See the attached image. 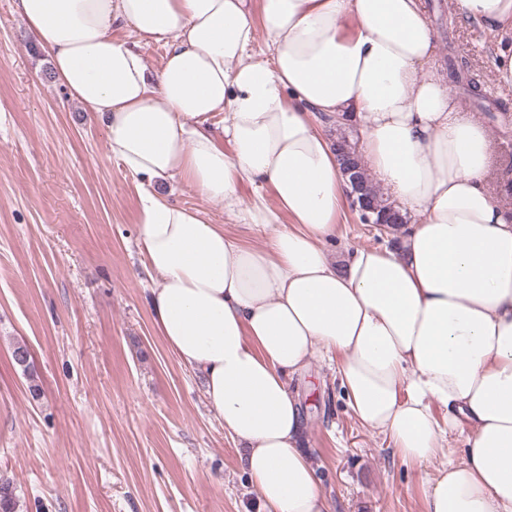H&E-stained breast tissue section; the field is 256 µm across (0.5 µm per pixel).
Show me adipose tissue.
<instances>
[{
  "instance_id": "adipose-tissue-1",
  "label": "adipose tissue",
  "mask_w": 512,
  "mask_h": 512,
  "mask_svg": "<svg viewBox=\"0 0 512 512\" xmlns=\"http://www.w3.org/2000/svg\"><path fill=\"white\" fill-rule=\"evenodd\" d=\"M455 6L512 40V0ZM15 9L128 174L181 179L267 237L246 245L199 211L140 196L156 275L147 307L241 445L263 512H334L291 387L317 356L402 462L432 460L470 425L462 455L427 479L422 512H512V206L487 185L491 131L453 93L423 0ZM260 30L264 60L251 53ZM159 42L153 70L142 48ZM319 116L353 131L369 179L404 216L395 247L326 250L349 185ZM245 184L257 190L248 201Z\"/></svg>"
}]
</instances>
